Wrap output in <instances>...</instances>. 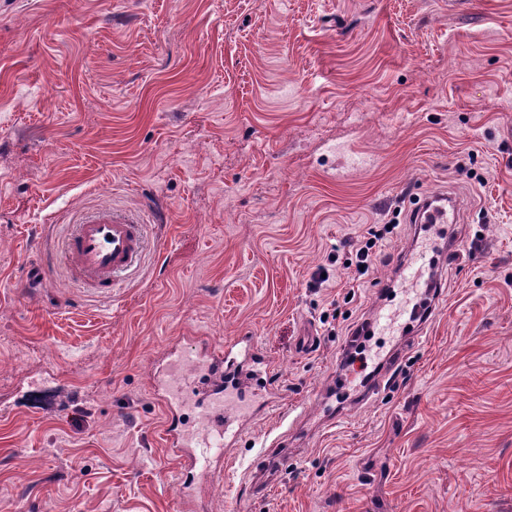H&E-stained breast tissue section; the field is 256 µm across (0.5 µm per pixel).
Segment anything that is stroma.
<instances>
[{"label":"stroma","instance_id":"1","mask_svg":"<svg viewBox=\"0 0 512 512\" xmlns=\"http://www.w3.org/2000/svg\"><path fill=\"white\" fill-rule=\"evenodd\" d=\"M103 204L150 218L123 286L37 275ZM423 246L435 313L373 327ZM244 333L281 400L201 512H512V0H0V512H179L154 361ZM445 199L447 195L427 196L423 199L421 206L416 210L413 221L416 223L426 224H447L448 223V206L446 204L436 205L434 199ZM379 231L370 230L368 235L370 237H363L360 247L356 250L355 262V276L352 281H358L362 276L368 275L372 269L374 261L378 255L379 242L383 238V233Z\"/></svg>","mask_w":512,"mask_h":512}]
</instances>
